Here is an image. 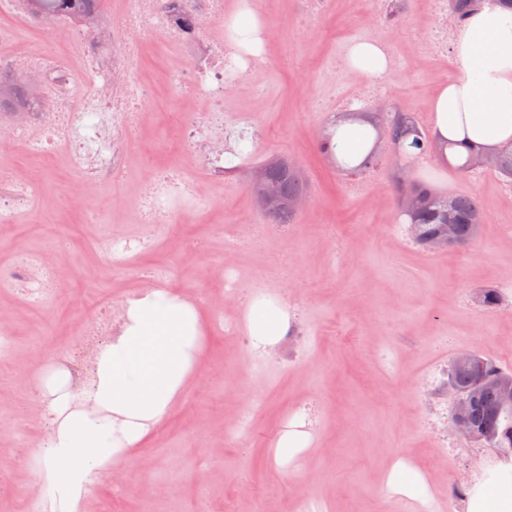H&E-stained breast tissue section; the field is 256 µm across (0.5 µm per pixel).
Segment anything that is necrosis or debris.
Listing matches in <instances>:
<instances>
[{"label":"necrosis or debris","mask_w":512,"mask_h":512,"mask_svg":"<svg viewBox=\"0 0 512 512\" xmlns=\"http://www.w3.org/2000/svg\"><path fill=\"white\" fill-rule=\"evenodd\" d=\"M94 9L107 17V43H100L89 31L76 33L82 22L80 15L54 12L45 19L33 16L28 0H0V17L13 19L11 25L0 26V45L18 42L33 27L49 39L61 32L69 36L65 52L27 54L28 72L46 77L47 103L0 114V146L24 140L35 157L48 159L57 149H64L75 175L72 191L76 194L86 185L112 180L124 165L130 139L150 97L149 89L135 77L138 61L145 45L159 41L181 56V73L199 102L197 111L176 115L184 139L197 147L211 178L223 179L229 166L223 146L256 133L251 113L226 105L225 84L250 87L251 71L241 67L238 49L224 39L225 0H95ZM202 39L209 45L203 55L195 51ZM73 56L81 60L84 73L95 77L91 89L78 99L73 96L78 75L69 65ZM207 203L179 169L151 170L142 184L137 207L143 238L133 245L128 239L107 235L99 240L98 248L108 259L125 256L134 247L146 249L157 233L170 232L178 213ZM38 267V256L26 255L0 267V282L21 287L26 300L47 310L52 308L55 295L32 278ZM123 304V298L113 299L110 306L98 311L78 341L55 352V360L68 371L74 387L89 388L93 380L90 353L115 332ZM419 398L426 404L423 427L434 453L447 457L456 408L448 398V376L442 368L427 376Z\"/></svg>","instance_id":"obj_1"}]
</instances>
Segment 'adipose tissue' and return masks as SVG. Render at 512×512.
<instances>
[{
	"label": "adipose tissue",
	"mask_w": 512,
	"mask_h": 512,
	"mask_svg": "<svg viewBox=\"0 0 512 512\" xmlns=\"http://www.w3.org/2000/svg\"><path fill=\"white\" fill-rule=\"evenodd\" d=\"M266 22L251 0H238L229 33L252 57L266 54ZM454 76L431 97L432 132L456 153L512 143V10L485 0L456 35ZM347 69L368 81L391 72L379 38L351 42ZM255 348L277 344L288 330L280 299L250 297L242 304ZM201 312L193 301L163 289L129 299L122 325L95 361L89 390L72 394L63 368L45 367L34 387L49 406L38 423L43 438L36 474L46 486L43 512H76L96 482L124 463L169 413L202 359ZM468 512H512V468L496 467L473 491Z\"/></svg>",
	"instance_id": "ef3b65f1"
}]
</instances>
